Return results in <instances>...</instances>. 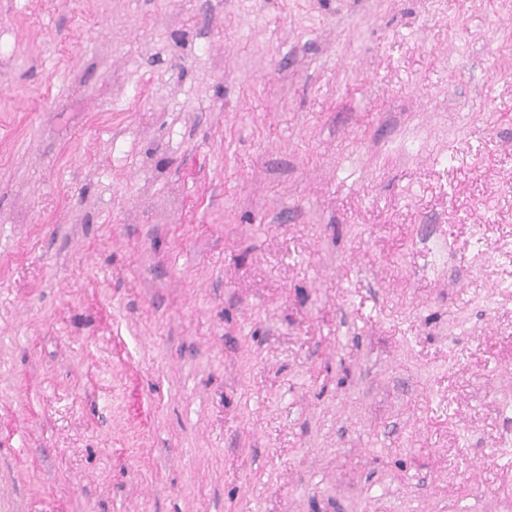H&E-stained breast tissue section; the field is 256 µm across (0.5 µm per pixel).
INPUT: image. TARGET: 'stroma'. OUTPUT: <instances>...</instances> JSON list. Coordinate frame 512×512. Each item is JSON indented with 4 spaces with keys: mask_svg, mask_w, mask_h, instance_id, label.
<instances>
[{
    "mask_svg": "<svg viewBox=\"0 0 512 512\" xmlns=\"http://www.w3.org/2000/svg\"><path fill=\"white\" fill-rule=\"evenodd\" d=\"M0 512H512V0H0Z\"/></svg>",
    "mask_w": 512,
    "mask_h": 512,
    "instance_id": "obj_1",
    "label": "stroma"
}]
</instances>
